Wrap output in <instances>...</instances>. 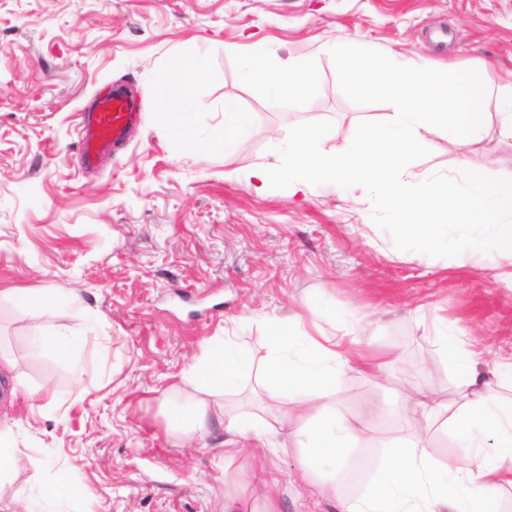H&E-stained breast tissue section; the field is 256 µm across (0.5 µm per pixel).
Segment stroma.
Segmentation results:
<instances>
[{"instance_id": "35a3bbf8", "label": "stroma", "mask_w": 512, "mask_h": 512, "mask_svg": "<svg viewBox=\"0 0 512 512\" xmlns=\"http://www.w3.org/2000/svg\"><path fill=\"white\" fill-rule=\"evenodd\" d=\"M328 41L374 59L395 53L444 70L483 59L484 82L512 89V0H0V291L74 289L76 301L36 315L0 301V349L14 382L48 386L34 407L0 384V425L27 470L44 482L67 472L84 495L68 512H340L338 496L298 477L295 449L245 448L225 463L227 435L167 432L164 400L185 402L183 371L239 318L255 361L263 320L302 315L323 328L352 324L357 349L385 355V372H349L334 402L361 437L356 456L385 463L396 435L374 406L424 385L453 401L450 367L433 341L440 321L491 347H512V291L499 258L462 252L417 257L397 248L374 200L347 203L330 188L290 198L283 185L256 193L241 174L273 160L271 130L320 126L344 149L354 124H374L386 103L366 96ZM313 57L318 91L297 106L238 77L224 48ZM210 48V78L193 121L207 133L225 103L253 118L231 157L176 144L154 112L153 75L179 49ZM122 87L143 104L141 124L95 174L77 147L95 97ZM415 173H452L456 156L437 132ZM67 325L89 392L67 367L30 355V336Z\"/></svg>"}]
</instances>
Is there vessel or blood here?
<instances>
[{"instance_id": "vessel-or-blood-1", "label": "vessel or blood", "mask_w": 512, "mask_h": 512, "mask_svg": "<svg viewBox=\"0 0 512 512\" xmlns=\"http://www.w3.org/2000/svg\"><path fill=\"white\" fill-rule=\"evenodd\" d=\"M137 106L123 92H113L88 113L81 131L80 153L86 166L93 167L111 154L137 117Z\"/></svg>"}]
</instances>
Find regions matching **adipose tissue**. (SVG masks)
<instances>
[{"instance_id": "adipose-tissue-1", "label": "adipose tissue", "mask_w": 512, "mask_h": 512, "mask_svg": "<svg viewBox=\"0 0 512 512\" xmlns=\"http://www.w3.org/2000/svg\"><path fill=\"white\" fill-rule=\"evenodd\" d=\"M347 58L349 70L363 76L367 90L390 105L383 125H355L346 151L326 149L327 135L321 130L279 129L274 163L251 170L248 183L259 192L282 183L292 196L323 185L342 188L350 202L375 198L400 242L420 255L448 249L479 255L488 244H497L506 266L499 279L512 290V157L475 153L478 144L512 140V95L480 85L469 64L452 65L446 74L395 56L379 62ZM313 74L303 57L270 62L260 56L239 57L240 80L274 100L305 103L315 91ZM208 77L207 52L172 55L153 78L156 109L177 144L229 156L253 121L228 103L223 124L208 135L198 134L192 116L198 89ZM429 129L454 148L459 175L422 177L410 172L409 163L423 150V133ZM265 330L267 353L258 369L250 350L234 336L212 337L182 377L193 390L191 401L172 406L166 425L172 431L206 429L212 398L240 390L251 375H258L270 394H286V408L265 418L250 412L227 416L225 431L260 448L285 434L302 459L304 480L320 494H333L352 473L345 453L356 443L353 427L337 418L332 404L336 382L370 364L362 354L344 350L345 337L355 333L351 326L330 335L314 334L301 317L271 315ZM434 341L456 373L458 402L441 403L423 388L402 393L395 406L401 432L389 443V464L375 480L364 483L357 498L343 502L342 512H500L502 495L512 489V400L499 394L501 387L512 384V352H496L490 375L483 379L477 368L485 348L445 323ZM438 420L457 447L479 457L476 469L465 471L453 460H435L421 445L423 428ZM26 482L39 491L27 512H56L59 504L81 496L63 473L47 484L35 471Z\"/></svg>"}]
</instances>
